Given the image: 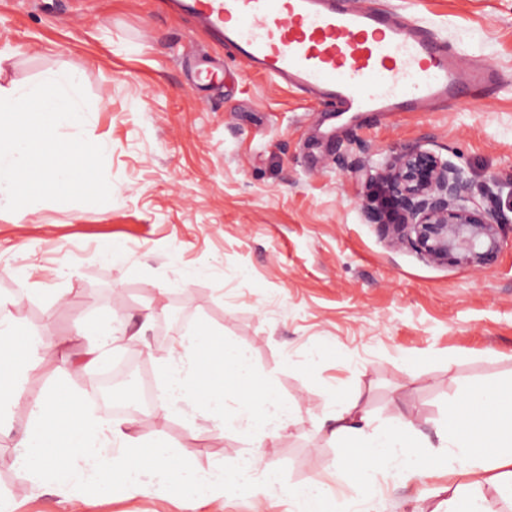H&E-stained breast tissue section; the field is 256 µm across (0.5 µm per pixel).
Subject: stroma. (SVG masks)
I'll return each mask as SVG.
<instances>
[{
	"label": "stroma",
	"instance_id": "1",
	"mask_svg": "<svg viewBox=\"0 0 512 512\" xmlns=\"http://www.w3.org/2000/svg\"><path fill=\"white\" fill-rule=\"evenodd\" d=\"M160 0H0V85L76 69L89 99L84 135L107 145L109 202L44 201L0 209V295L30 290L12 308L27 334L67 341L69 388L85 391L88 336L77 328L122 314L155 387L169 351L146 314L177 316L181 336L202 322L249 350L255 372L296 410L269 450L276 497L248 492L192 512H289L291 487L336 480L326 435L335 398H356L372 425L416 417L417 443L438 455L448 406L474 387L512 382V250L482 272L427 262L394 245L364 207L371 175L399 144L419 141L463 168L476 199L496 202L512 238V88L449 110L365 117L317 144V100L229 59L186 15ZM433 26L466 60L512 75V0H387ZM122 260H106L113 245ZM144 335H137V328ZM324 355L309 364L310 346ZM52 362L0 415V495L30 479L16 444L30 397L54 386ZM132 433L163 436L192 462L232 469L247 437L203 410L148 412ZM448 473L396 482L375 473L376 512H445ZM16 512H185L171 497L121 494L73 503L37 489Z\"/></svg>",
	"mask_w": 512,
	"mask_h": 512
}]
</instances>
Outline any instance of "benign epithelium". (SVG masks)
Instances as JSON below:
<instances>
[{
	"mask_svg": "<svg viewBox=\"0 0 512 512\" xmlns=\"http://www.w3.org/2000/svg\"><path fill=\"white\" fill-rule=\"evenodd\" d=\"M377 201L366 219L395 245H407L428 261L482 271L508 246L504 215L479 201L463 170L413 142L397 147L384 164Z\"/></svg>",
	"mask_w": 512,
	"mask_h": 512,
	"instance_id": "benign-epithelium-1",
	"label": "benign epithelium"
}]
</instances>
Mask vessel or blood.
<instances>
[{"label": "vessel or blood", "mask_w": 512, "mask_h": 512, "mask_svg": "<svg viewBox=\"0 0 512 512\" xmlns=\"http://www.w3.org/2000/svg\"><path fill=\"white\" fill-rule=\"evenodd\" d=\"M231 59L313 93L329 122L367 113L422 112L512 85L490 67H466L428 24L385 0H177Z\"/></svg>", "instance_id": "1"}]
</instances>
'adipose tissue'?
<instances>
[{"mask_svg":"<svg viewBox=\"0 0 512 512\" xmlns=\"http://www.w3.org/2000/svg\"><path fill=\"white\" fill-rule=\"evenodd\" d=\"M28 291L20 282L16 295L0 297V409L20 398L22 381L37 373L33 353H55L59 345L41 338H23L7 312ZM216 331L198 325L161 367L164 378L159 408L174 414L201 406L223 418L225 426L256 439L260 445L295 423L296 415L270 384L252 370L246 352L225 344L213 350ZM33 424L23 433L18 461L35 488L90 490L106 499L129 495L171 493L192 504L205 496L218 500L241 489L265 495L275 489L272 465L258 450L240 455L233 472L223 463L195 469L190 453L157 438L143 443L131 433L128 420L103 426L82 412L83 399L71 390L54 386L31 398ZM355 402L337 400L332 412L331 439L337 446L362 449L360 457H341L336 478L349 482L353 498L340 512H349L354 499L373 500L372 472L390 466L394 480L435 470L439 460L421 453L415 442L414 421L399 414L387 427L356 426ZM440 438L453 449L462 473L474 481L484 478L512 488V403L502 388L489 385L448 407V423Z\"/></svg>","mask_w":512,"mask_h":512,"instance_id":"ef3b65f1","label":"adipose tissue"}]
</instances>
